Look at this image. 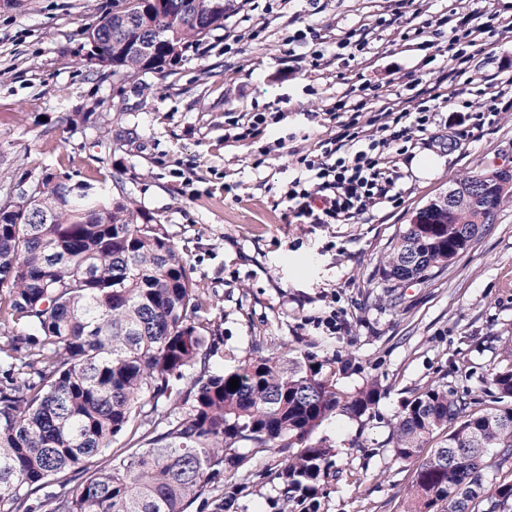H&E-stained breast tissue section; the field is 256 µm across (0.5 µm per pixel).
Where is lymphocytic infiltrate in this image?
<instances>
[{"label":"lymphocytic infiltrate","mask_w":512,"mask_h":512,"mask_svg":"<svg viewBox=\"0 0 512 512\" xmlns=\"http://www.w3.org/2000/svg\"><path fill=\"white\" fill-rule=\"evenodd\" d=\"M488 16L487 7H468L449 29L446 43L437 46V54L449 58L452 79L473 84L471 49L487 32ZM447 101V92L437 85L425 93L389 102L364 126L360 104L337 100V109H349V116L338 121L332 137L319 141L318 154L296 160L299 173L287 192L295 217L316 224H348L389 200L398 180L392 165L393 143L405 135L425 132L433 105Z\"/></svg>","instance_id":"1"}]
</instances>
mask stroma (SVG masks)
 Instances as JSON below:
<instances>
[{"label": "stroma", "instance_id": "1", "mask_svg": "<svg viewBox=\"0 0 512 512\" xmlns=\"http://www.w3.org/2000/svg\"><path fill=\"white\" fill-rule=\"evenodd\" d=\"M123 5L0 0V192L32 169L118 177L212 302L225 368L257 344H290L348 360L343 390L378 378L386 394L371 415H336L318 429L336 457L317 512H402L417 463L395 458L390 420L434 381L478 396L499 338L512 336V196L442 274L388 288L379 262L399 227L457 177L512 164V109L479 127L470 112L438 109L398 158L396 200L358 224L294 218L287 167L335 130L327 107L337 95L364 101L367 116L434 84L435 50L411 32L461 0H243L172 71L136 78L86 60L83 31ZM363 26L369 44L337 58V35ZM471 68L496 86L512 79V34H484ZM257 113L267 123L249 128ZM424 150L445 159L427 181L410 170ZM242 454L224 485L232 512H276L280 458Z\"/></svg>", "mask_w": 512, "mask_h": 512}]
</instances>
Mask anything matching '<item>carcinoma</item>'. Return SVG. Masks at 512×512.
<instances>
[{"instance_id":"obj_1","label":"carcinoma","mask_w":512,"mask_h":512,"mask_svg":"<svg viewBox=\"0 0 512 512\" xmlns=\"http://www.w3.org/2000/svg\"><path fill=\"white\" fill-rule=\"evenodd\" d=\"M168 0L164 17L138 0L87 28L100 65L154 71L121 48L148 44L157 60L224 28L227 0ZM111 182L47 173L32 199L0 216V512H224L206 497L240 464L233 449L283 457L280 512L318 495L334 451L316 436L329 417L360 419L385 394L370 378L339 389L331 362L309 350L254 354L225 371L212 304L160 220ZM440 224H406L379 271L390 288L443 271L491 225L464 198ZM481 379L494 406L443 382L411 392L389 423L394 456L420 455L403 512H509L512 482L487 485L493 452L512 458V336ZM239 387L231 389V379ZM123 446L113 447L117 439Z\"/></svg>"}]
</instances>
